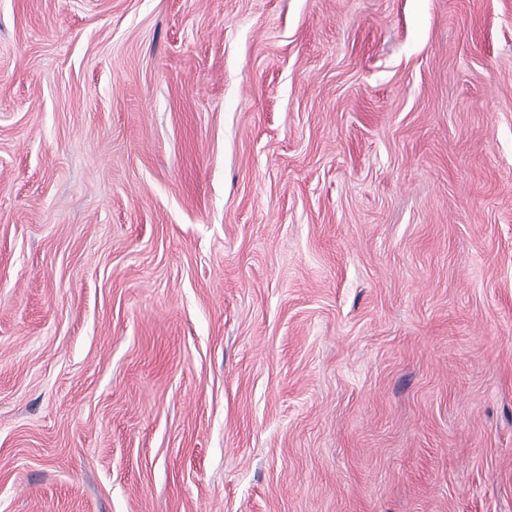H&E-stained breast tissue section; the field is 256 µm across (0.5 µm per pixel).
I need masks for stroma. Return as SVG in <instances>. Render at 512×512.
Returning <instances> with one entry per match:
<instances>
[{
  "mask_svg": "<svg viewBox=\"0 0 512 512\" xmlns=\"http://www.w3.org/2000/svg\"><path fill=\"white\" fill-rule=\"evenodd\" d=\"M0 512H512V0H0Z\"/></svg>",
  "mask_w": 512,
  "mask_h": 512,
  "instance_id": "1",
  "label": "stroma"
}]
</instances>
